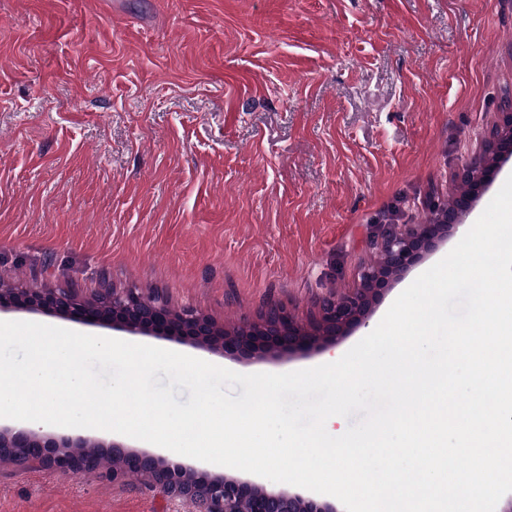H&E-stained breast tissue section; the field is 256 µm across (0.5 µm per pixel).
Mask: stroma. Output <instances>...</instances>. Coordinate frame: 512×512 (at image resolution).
Listing matches in <instances>:
<instances>
[{
  "mask_svg": "<svg viewBox=\"0 0 512 512\" xmlns=\"http://www.w3.org/2000/svg\"><path fill=\"white\" fill-rule=\"evenodd\" d=\"M512 90V0H0V274L139 288L217 323L308 320L356 287L377 224H422ZM449 237L332 349L243 362L49 313L32 321L244 374L343 356ZM98 442L217 475L104 430ZM0 512H190L138 478L0 462Z\"/></svg>",
  "mask_w": 512,
  "mask_h": 512,
  "instance_id": "35a3bbf8",
  "label": "stroma"
}]
</instances>
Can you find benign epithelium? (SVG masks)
Here are the masks:
<instances>
[{"mask_svg": "<svg viewBox=\"0 0 512 512\" xmlns=\"http://www.w3.org/2000/svg\"><path fill=\"white\" fill-rule=\"evenodd\" d=\"M499 122L483 153L456 175L464 185L451 206L430 204L425 224L378 225L380 254L362 269L359 283L347 292L329 294L317 303L305 323L284 305H271L255 319L224 327L193 307L171 309L157 295L137 288H105L89 298L65 289L1 288L0 310H41L91 325L110 326L131 333L165 336L240 361H259L326 350L351 330L366 325L381 294L436 245L462 226L479 193L495 179L503 162L512 158V95L500 106ZM111 448L112 468L101 475L114 485L137 474L151 489L190 506L191 512H336V508L292 492L229 476H201L194 469L146 452H128L114 442L95 444ZM89 447L83 436H40L31 431L0 427V460L19 467L33 463L44 471L79 475L94 468L96 456H82Z\"/></svg>", "mask_w": 512, "mask_h": 512, "instance_id": "benign-epithelium-1", "label": "benign epithelium"}]
</instances>
